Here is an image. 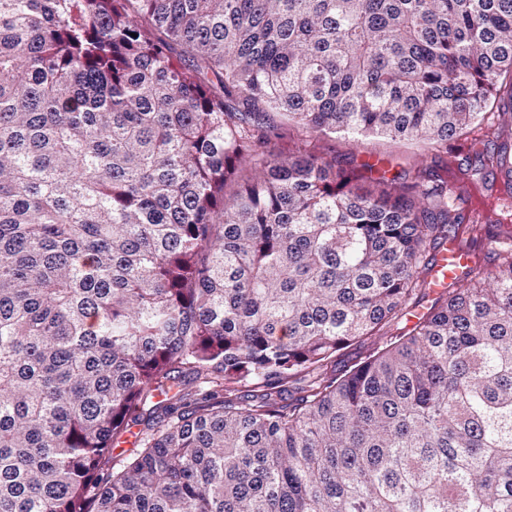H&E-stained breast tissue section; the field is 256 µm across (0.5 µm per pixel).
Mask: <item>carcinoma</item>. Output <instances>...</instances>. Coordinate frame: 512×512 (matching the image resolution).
Here are the masks:
<instances>
[{"label": "carcinoma", "instance_id": "1", "mask_svg": "<svg viewBox=\"0 0 512 512\" xmlns=\"http://www.w3.org/2000/svg\"><path fill=\"white\" fill-rule=\"evenodd\" d=\"M504 71L512 0H0V512H512V227L432 298L463 194L269 148Z\"/></svg>", "mask_w": 512, "mask_h": 512}]
</instances>
